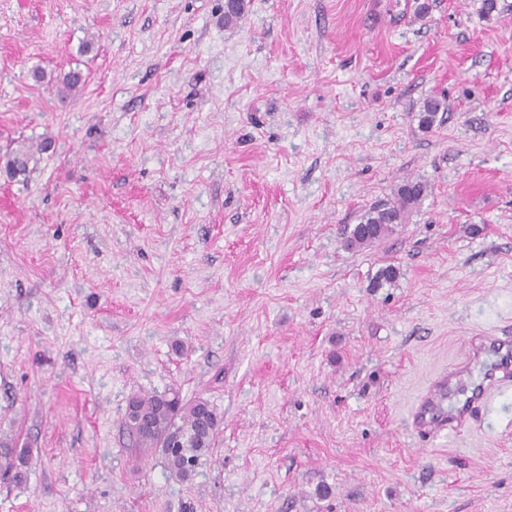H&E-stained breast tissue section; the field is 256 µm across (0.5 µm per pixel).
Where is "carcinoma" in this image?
I'll return each mask as SVG.
<instances>
[{
	"label": "carcinoma",
	"mask_w": 512,
	"mask_h": 512,
	"mask_svg": "<svg viewBox=\"0 0 512 512\" xmlns=\"http://www.w3.org/2000/svg\"><path fill=\"white\" fill-rule=\"evenodd\" d=\"M444 109L441 100L433 98L423 103L418 115L419 126L431 129ZM33 154L22 148L8 151L4 170L11 178L28 173ZM428 194V185L421 181L405 180L396 189L394 198L366 210L347 237V245L360 248L385 239L406 223L410 211L418 207ZM222 422L221 415L203 398L186 400L181 393L170 389L162 394L136 393L127 401L125 426L135 439L142 454L159 452L164 457L170 476L184 481L214 447ZM31 455L24 448L0 442V475L16 484L27 480Z\"/></svg>",
	"instance_id": "obj_1"
}]
</instances>
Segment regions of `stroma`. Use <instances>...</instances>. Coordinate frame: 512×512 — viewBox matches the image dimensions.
I'll use <instances>...</instances> for the list:
<instances>
[{
	"instance_id": "obj_1",
	"label": "stroma",
	"mask_w": 512,
	"mask_h": 512,
	"mask_svg": "<svg viewBox=\"0 0 512 512\" xmlns=\"http://www.w3.org/2000/svg\"><path fill=\"white\" fill-rule=\"evenodd\" d=\"M480 7L0 0V156L34 154L0 174V437L32 457L0 512H512V390L409 426L512 331V0ZM406 179L408 223L345 247ZM170 389L222 417L186 481L123 426ZM33 154L23 147L11 149L4 156V170L10 178L26 176L29 171ZM463 359L468 361L450 368L434 387L424 394L411 419L417 435L427 438L440 432L461 435L488 425L495 398L512 386V339L492 334L471 336ZM478 365L475 375L472 367ZM442 397L448 410L439 408Z\"/></svg>"
}]
</instances>
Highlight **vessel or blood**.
<instances>
[{
    "instance_id": "obj_1",
    "label": "vessel or blood",
    "mask_w": 512,
    "mask_h": 512,
    "mask_svg": "<svg viewBox=\"0 0 512 512\" xmlns=\"http://www.w3.org/2000/svg\"><path fill=\"white\" fill-rule=\"evenodd\" d=\"M466 364L449 369L424 394L411 419L417 435H460L487 425L496 397L512 388V339L470 337Z\"/></svg>"
}]
</instances>
